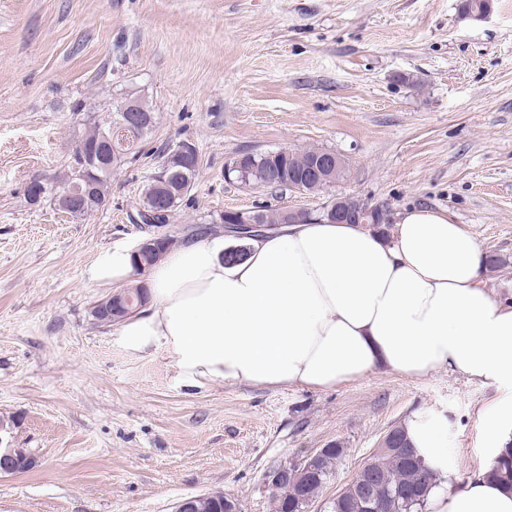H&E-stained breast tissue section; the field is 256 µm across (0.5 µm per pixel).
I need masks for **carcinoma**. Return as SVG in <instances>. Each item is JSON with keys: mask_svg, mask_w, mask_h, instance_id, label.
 Returning <instances> with one entry per match:
<instances>
[{"mask_svg": "<svg viewBox=\"0 0 512 512\" xmlns=\"http://www.w3.org/2000/svg\"><path fill=\"white\" fill-rule=\"evenodd\" d=\"M110 128L93 126L77 144L74 156H84L85 165L72 163L70 176L64 184L79 183L88 185L92 199L82 204L79 210L88 215L106 204L110 191L112 171L124 166L136 156V151L112 146ZM316 149L290 150L287 154L272 159L270 152H256L248 161L246 185L254 186L270 182L272 188L286 187V181L271 180L270 173L283 165L284 169L302 173L315 157ZM199 168L198 154L180 159H166L161 170L149 177L144 187L142 205L152 207L160 202L165 204L167 214L157 217L158 222H166L169 213L176 210L184 196L191 190ZM396 444L399 450L394 453L376 454V475L383 483L376 491L380 512H424L425 496L435 480L436 472L430 468L416 451L409 453L403 449L412 447L405 428L397 427ZM342 452L328 453L320 462L319 476L307 483L305 493L313 498L320 497L324 487L333 476L336 460ZM494 480L512 490V451L502 455L499 465L492 472ZM411 487L416 490L413 498L402 495L401 489ZM362 488L353 483L331 502L330 512H364L360 506ZM300 494L299 486L293 483L282 485L273 498L274 512H283L286 504L293 505Z\"/></svg>", "mask_w": 512, "mask_h": 512, "instance_id": "cac0c4a2", "label": "carcinoma"}]
</instances>
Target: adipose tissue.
<instances>
[{
    "label": "adipose tissue",
    "instance_id": "obj_1",
    "mask_svg": "<svg viewBox=\"0 0 512 512\" xmlns=\"http://www.w3.org/2000/svg\"><path fill=\"white\" fill-rule=\"evenodd\" d=\"M199 236L148 273L149 304L126 318L132 351L165 349L195 381L272 389H330L384 369L422 377L450 369L512 385V302L493 297L477 237L446 213H398L390 235L365 224L307 221L251 239ZM132 250L117 246L89 268L91 281L124 284ZM487 445L476 470L448 467L441 416H415L407 432L437 471L427 512H512V492L491 473L512 432V401L482 412Z\"/></svg>",
    "mask_w": 512,
    "mask_h": 512
}]
</instances>
